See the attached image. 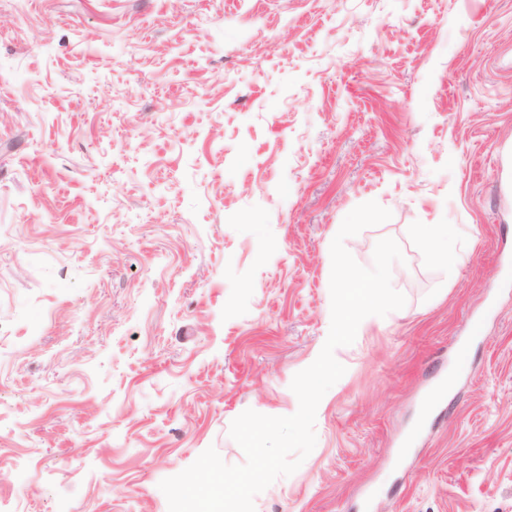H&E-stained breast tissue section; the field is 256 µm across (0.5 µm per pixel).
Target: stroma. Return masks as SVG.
I'll return each mask as SVG.
<instances>
[{"label": "stroma", "instance_id": "35a3bbf8", "mask_svg": "<svg viewBox=\"0 0 512 512\" xmlns=\"http://www.w3.org/2000/svg\"><path fill=\"white\" fill-rule=\"evenodd\" d=\"M372 200L344 245L395 239L406 304L255 512H512V0H0V512H168L207 448L243 464ZM415 233L422 242L430 249L431 258L441 265H456L462 262L459 254L449 251L442 245V239L448 236L447 225L444 224H422L415 229Z\"/></svg>", "mask_w": 512, "mask_h": 512}]
</instances>
